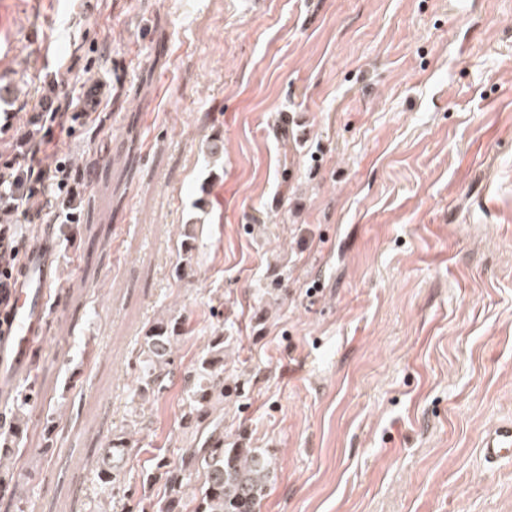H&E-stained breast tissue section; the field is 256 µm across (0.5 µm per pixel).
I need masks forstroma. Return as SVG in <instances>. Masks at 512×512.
Listing matches in <instances>:
<instances>
[{
    "label": "stroma",
    "mask_w": 512,
    "mask_h": 512,
    "mask_svg": "<svg viewBox=\"0 0 512 512\" xmlns=\"http://www.w3.org/2000/svg\"><path fill=\"white\" fill-rule=\"evenodd\" d=\"M0 86V163L99 162L70 215L0 209L59 257L18 381L45 392L29 512H99L84 459L130 426L125 493L160 512L219 334L224 441L275 468L260 512H512L480 453L512 422V0H0ZM91 88L96 123L42 148L37 101ZM170 313L176 369L134 410Z\"/></svg>",
    "instance_id": "stroma-1"
}]
</instances>
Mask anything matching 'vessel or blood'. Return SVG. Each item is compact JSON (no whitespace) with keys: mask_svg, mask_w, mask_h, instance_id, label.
<instances>
[{"mask_svg":"<svg viewBox=\"0 0 512 512\" xmlns=\"http://www.w3.org/2000/svg\"><path fill=\"white\" fill-rule=\"evenodd\" d=\"M55 258L53 230L46 226L22 261L7 311L0 313V371L28 365L37 338L45 332ZM481 451L490 463L512 459V422L491 427Z\"/></svg>","mask_w":512,"mask_h":512,"instance_id":"1","label":"vessel or blood"}]
</instances>
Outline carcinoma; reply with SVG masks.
<instances>
[{
	"label": "carcinoma",
	"mask_w": 512,
	"mask_h": 512,
	"mask_svg": "<svg viewBox=\"0 0 512 512\" xmlns=\"http://www.w3.org/2000/svg\"><path fill=\"white\" fill-rule=\"evenodd\" d=\"M181 322L176 317L152 323L142 336V365L134 396L143 400L155 395L175 368V344ZM224 336H214L209 351L198 366L185 375L187 393L185 421L197 426L211 419L214 410L224 405ZM134 440L121 432L86 459L94 469L101 491L109 498L125 480L128 451ZM18 467L14 448L0 451V509L23 512L22 499L10 470ZM202 477L192 493H186L193 477ZM158 477L168 491L164 512H259L275 478L267 451L247 448L236 441L224 447V432L219 426L208 432L201 446L182 449L177 461L158 464Z\"/></svg>",
	"instance_id": "obj_1"
}]
</instances>
